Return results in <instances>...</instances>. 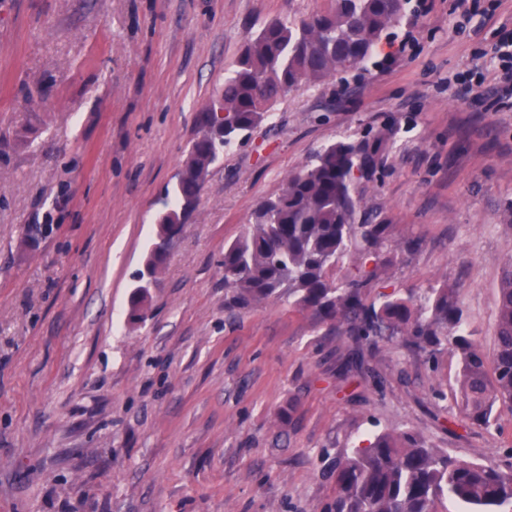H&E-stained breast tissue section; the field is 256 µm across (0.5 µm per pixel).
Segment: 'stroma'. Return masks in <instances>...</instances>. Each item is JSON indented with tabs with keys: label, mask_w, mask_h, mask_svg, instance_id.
Returning a JSON list of instances; mask_svg holds the SVG:
<instances>
[{
	"label": "stroma",
	"mask_w": 512,
	"mask_h": 512,
	"mask_svg": "<svg viewBox=\"0 0 512 512\" xmlns=\"http://www.w3.org/2000/svg\"><path fill=\"white\" fill-rule=\"evenodd\" d=\"M330 0H0V512H320L376 432L512 462L465 425L455 351L354 347L281 297L224 306V246L320 149L395 131L362 210L397 250L366 290L459 289L492 352L512 261V0H412L366 70L284 96L213 165L158 269L157 215L244 46ZM469 93H461V86ZM29 224L51 232L27 241Z\"/></svg>",
	"instance_id": "35a3bbf8"
}]
</instances>
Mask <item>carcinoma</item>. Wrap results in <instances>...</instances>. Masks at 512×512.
<instances>
[{"label":"carcinoma","instance_id":"obj_1","mask_svg":"<svg viewBox=\"0 0 512 512\" xmlns=\"http://www.w3.org/2000/svg\"><path fill=\"white\" fill-rule=\"evenodd\" d=\"M410 0H332L329 8L294 21H274L244 48L224 78L213 106L200 113L197 138L159 216L168 236L197 201L210 167L224 150L270 120L286 93L334 75H347L373 58ZM395 130L338 141L288 177L282 192L262 201L253 223L224 247L229 303L245 308L278 298L295 305L353 342L398 339L429 352L456 351L461 360L460 412L471 426H491L495 406L512 409V261L503 271L495 350L487 359L463 329L454 288L425 296L390 294L376 305L363 291L389 250L390 225L360 209L357 187L374 180ZM374 261L339 275L344 258ZM148 292H134L129 315L145 318ZM333 493L322 512H512V463L476 462L431 448L411 431H383L338 462Z\"/></svg>","mask_w":512,"mask_h":512}]
</instances>
